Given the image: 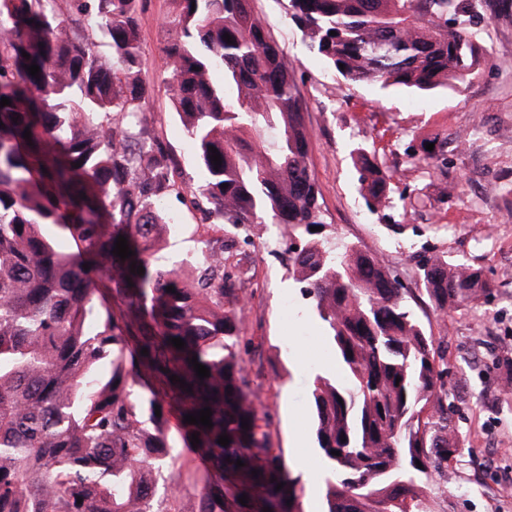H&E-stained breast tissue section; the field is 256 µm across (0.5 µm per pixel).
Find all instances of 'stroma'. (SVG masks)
I'll use <instances>...</instances> for the list:
<instances>
[{"instance_id":"1","label":"stroma","mask_w":512,"mask_h":512,"mask_svg":"<svg viewBox=\"0 0 512 512\" xmlns=\"http://www.w3.org/2000/svg\"><path fill=\"white\" fill-rule=\"evenodd\" d=\"M292 69L312 131L309 161L322 194V240L352 242L402 285L409 309L444 357V403L453 414L456 452L439 464L422 512H512V14L497 0H475L472 27L493 55L479 77L426 95L349 84L310 53L288 0H252ZM151 137L165 148L177 179L201 174L197 150L165 90V21L173 0H138ZM447 143L421 160L424 141ZM375 152L391 178L386 207L370 210L358 190L352 151ZM177 226L151 257L155 267L197 274L193 256L211 229L191 197L170 198ZM291 240L238 243L251 266L238 283L239 351L271 444L297 478L302 512H321L320 453L308 402L315 374L336 373L320 324L288 269ZM439 256L481 270L492 285L479 303L436 311L422 288L421 265Z\"/></svg>"}]
</instances>
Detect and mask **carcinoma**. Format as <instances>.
<instances>
[{"label": "carcinoma", "mask_w": 512, "mask_h": 512, "mask_svg": "<svg viewBox=\"0 0 512 512\" xmlns=\"http://www.w3.org/2000/svg\"><path fill=\"white\" fill-rule=\"evenodd\" d=\"M174 2L165 84L197 148L196 186L177 180L145 138L137 0H69L65 14L56 0H0V98L11 99L0 107V512H157L169 415L186 447L199 434L195 451L209 463L186 472L200 487L197 512H301L297 482L248 389L232 283L244 273L225 271L224 238L200 241L196 259L211 267L193 281L151 263L160 226L171 224L156 217L157 203L186 192L235 238L278 224L296 241L293 277L339 370L310 388L329 466L323 512H420L422 481L455 451L432 340L384 266L310 231L324 224L312 134L251 0ZM288 3L309 51L353 83L457 88L490 62L466 12L448 18L453 0ZM96 34L109 57L93 50ZM33 63L37 78L26 70ZM355 152L368 206H386L389 176L369 151ZM53 227L75 250H60ZM121 235L134 252L125 260L113 254ZM135 264L144 272H131ZM422 270L440 312L491 288L480 270L439 256ZM194 356L210 376L197 377ZM139 379L148 394L134 390ZM205 407L213 427L184 422Z\"/></svg>", "instance_id": "carcinoma-1"}]
</instances>
